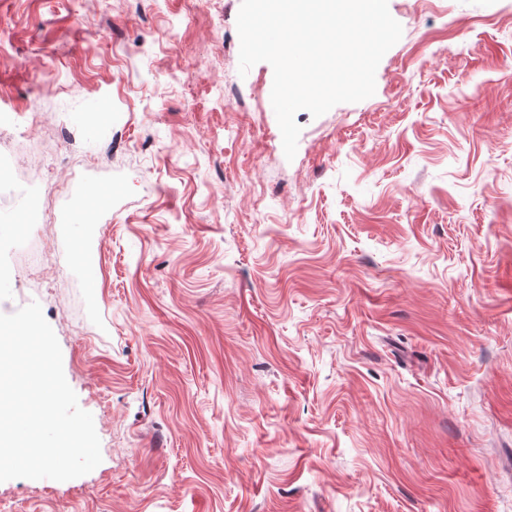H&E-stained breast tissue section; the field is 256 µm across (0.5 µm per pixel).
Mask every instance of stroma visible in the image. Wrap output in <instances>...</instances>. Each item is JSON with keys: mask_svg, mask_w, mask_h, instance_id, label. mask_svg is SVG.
<instances>
[{"mask_svg": "<svg viewBox=\"0 0 512 512\" xmlns=\"http://www.w3.org/2000/svg\"><path fill=\"white\" fill-rule=\"evenodd\" d=\"M241 2L0 0V131L73 193L0 208V313L41 305L102 454L0 512H512V0H388L291 160Z\"/></svg>", "mask_w": 512, "mask_h": 512, "instance_id": "1", "label": "stroma"}]
</instances>
